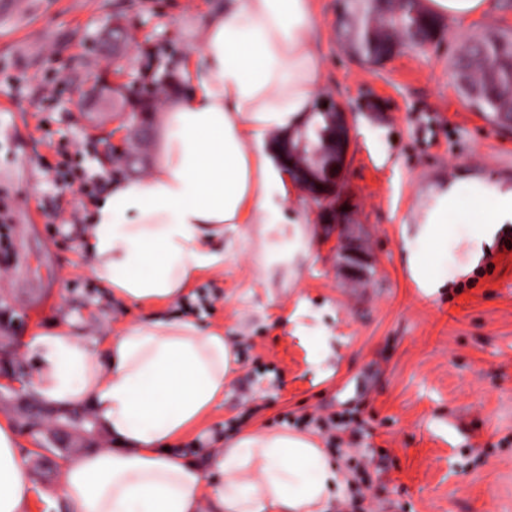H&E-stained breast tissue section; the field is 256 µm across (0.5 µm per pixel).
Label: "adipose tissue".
<instances>
[{"instance_id":"adipose-tissue-1","label":"adipose tissue","mask_w":512,"mask_h":512,"mask_svg":"<svg viewBox=\"0 0 512 512\" xmlns=\"http://www.w3.org/2000/svg\"><path fill=\"white\" fill-rule=\"evenodd\" d=\"M312 0H224L206 21L202 45L181 74L193 94H172L158 153L142 178L108 184L83 239L90 272L129 302H173L224 265L214 250L225 228L260 225L268 236L285 218L273 195L283 175L266 138L310 112L319 93L320 55ZM512 225V184L458 177L428 201L411 238L408 269L432 295L453 273L472 271ZM463 260L449 270V245ZM26 350L39 366L36 390L57 407H88L112 448L69 461L59 493L69 512H323L342 484L317 442L299 433L235 439L206 486L195 462L170 443L223 397L236 358L222 332L189 319L132 323L103 347L71 324L36 332ZM33 497L13 426L0 420V512H25Z\"/></svg>"}]
</instances>
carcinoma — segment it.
<instances>
[{
  "label": "carcinoma",
  "mask_w": 512,
  "mask_h": 512,
  "mask_svg": "<svg viewBox=\"0 0 512 512\" xmlns=\"http://www.w3.org/2000/svg\"><path fill=\"white\" fill-rule=\"evenodd\" d=\"M358 10L346 23V35L353 37L367 18L380 15L382 31L374 40L362 42L360 55L369 61H381L391 47L392 30L417 40L423 26L438 18L422 10L420 0H397V7L380 13V0H355ZM457 72L461 93L492 122L512 120V36L506 33L486 34L469 43L458 56Z\"/></svg>",
  "instance_id": "1"
}]
</instances>
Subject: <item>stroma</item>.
I'll return each mask as SVG.
<instances>
[{"label":"stroma","mask_w":512,"mask_h":512,"mask_svg":"<svg viewBox=\"0 0 512 512\" xmlns=\"http://www.w3.org/2000/svg\"><path fill=\"white\" fill-rule=\"evenodd\" d=\"M26 16L0 27V417L13 425L34 488L26 512H68L57 490L68 460L109 447L85 421L45 414L34 390L29 333L69 322L93 345L127 325L185 318L222 331L237 357L224 396L169 451L194 460L207 482L213 460L237 433L315 437L301 415L358 408L363 432L347 448H384L371 470L377 512H512V234L448 288L424 296L406 265L403 231L430 195L459 176L512 181V126L490 123L458 89L453 61L468 41L512 31V8L484 20L444 22L438 39L381 65L344 40L347 0H313L322 93L351 114L341 192L350 238L365 250L362 278H349L337 237L297 183L276 203L287 218L290 259L266 263L258 227L225 230L222 269L172 303H130L90 273L80 251L92 199L45 176L68 151L81 179H137L151 167L157 113L132 126L124 112L86 97L93 81L120 72L148 93L178 76L224 0H28ZM66 74L56 108L42 103L45 77ZM240 424L233 432L231 424Z\"/></svg>","instance_id":"stroma-1"}]
</instances>
